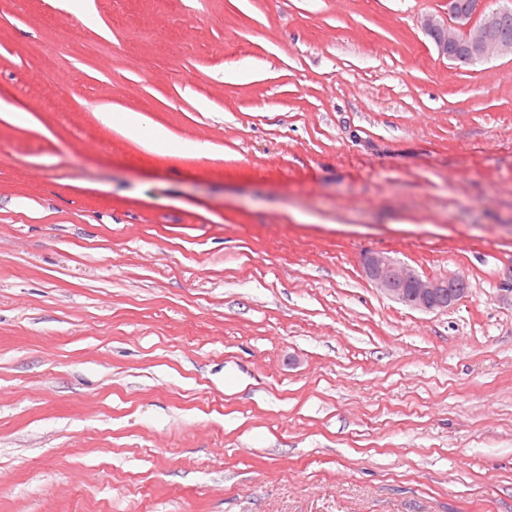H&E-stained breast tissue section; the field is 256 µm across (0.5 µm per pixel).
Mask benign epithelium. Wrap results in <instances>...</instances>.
Here are the masks:
<instances>
[{"label":"benign epithelium","instance_id":"7a95c632","mask_svg":"<svg viewBox=\"0 0 512 512\" xmlns=\"http://www.w3.org/2000/svg\"><path fill=\"white\" fill-rule=\"evenodd\" d=\"M441 14H425L419 25L433 38L438 55L467 65L494 57L512 58V39L497 32L502 17L512 6L491 7V0H446ZM365 276L383 294L410 309L445 311L466 298L469 284L462 274L429 276L394 260L385 252L372 251L362 258Z\"/></svg>","mask_w":512,"mask_h":512}]
</instances>
